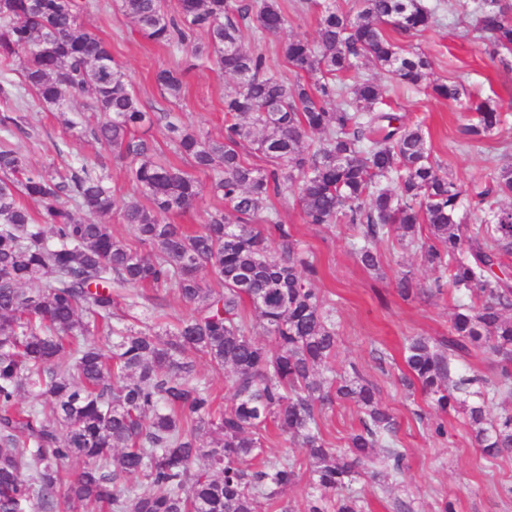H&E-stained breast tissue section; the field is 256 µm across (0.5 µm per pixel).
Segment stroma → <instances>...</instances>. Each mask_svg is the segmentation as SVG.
Wrapping results in <instances>:
<instances>
[{"instance_id": "35a3bbf8", "label": "stroma", "mask_w": 512, "mask_h": 512, "mask_svg": "<svg viewBox=\"0 0 512 512\" xmlns=\"http://www.w3.org/2000/svg\"><path fill=\"white\" fill-rule=\"evenodd\" d=\"M280 2L288 16L287 28L260 42L245 35L244 45L262 51L273 69L297 81L304 74L285 62L282 46L293 37L316 40L317 15L313 9L300 8L299 0ZM89 3L84 22L110 42L114 58L131 74L144 108L170 113L187 127L222 137L224 94L232 89L233 80L222 76L207 58H186L137 34L118 0ZM471 6L472 0H445L435 24L405 44L407 50L429 57L430 81L458 86V100L407 91L389 77L381 79L393 112L408 125L421 126L432 158L466 187L489 180L497 166L512 162V65H503L499 55L490 53L486 40L467 32L465 13ZM159 68L182 70L183 99H166L152 81L153 71ZM487 96L498 103L503 123L481 148L468 147L459 132L472 118L467 106ZM22 106L29 123L40 130L41 140L35 144L18 136L11 143L31 164L77 167L87 161L102 167L119 192L132 193L124 167L90 135L65 133L60 115L48 111L31 93H24ZM279 216L293 226L301 249L318 268L316 287L335 308L339 343L331 369L343 375L358 368L378 386L383 404L399 424L397 436L405 470L397 485L387 491L379 489L369 475L359 478L356 487L365 495L366 512H396L394 503L399 499L412 500L415 512H438L446 498L454 501L456 512H512V495L504 493L505 487L512 486V457H484L472 441L467 416L460 411H449L446 416L448 438L433 436L415 417L419 410L431 412L428 398L420 388L409 389L400 382L408 372L402 353L406 339L447 336L456 293L448 289L434 293L437 271L423 265L418 254L402 250L397 241L383 244L382 267L373 272L355 259L348 227L306 223L294 200L280 207ZM403 270L411 271L422 287L428 288V295L400 297L394 281ZM159 296L160 312H153L148 301H140L137 307L124 310L123 325L152 324L162 333L189 314L190 307L177 288H165Z\"/></svg>"}]
</instances>
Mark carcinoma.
<instances>
[{"label": "carcinoma", "mask_w": 512, "mask_h": 512, "mask_svg": "<svg viewBox=\"0 0 512 512\" xmlns=\"http://www.w3.org/2000/svg\"><path fill=\"white\" fill-rule=\"evenodd\" d=\"M119 2L145 38L205 55L233 77L224 137L167 123L192 171L172 164L147 137L161 117L143 108L110 45L85 24L87 3L0 0V98L15 104L0 126L38 142L11 78L17 61L24 88L49 111L64 115L71 99H90L98 118L85 131L125 166L136 194L112 189L93 165L34 167L0 140V512H54L61 503L67 512H293L282 495L305 476V512H364L357 477L402 474L397 422L375 385L355 368L348 379L324 373L338 341L333 307L313 288L317 267L291 225L278 220L277 205L291 198L308 224L349 225L367 269L398 236L446 275L459 294L450 336L406 340L403 385L420 384L445 412L468 406L481 452L512 456V412H487L512 395V280L495 273L512 255V205L489 207L512 198V165L465 189L430 158L420 126L396 125L381 108L380 84L344 82L370 62L419 87L430 60L404 53L384 26L411 37L431 26L436 8L359 0L352 13L336 0H304L319 10L318 37L284 45L288 64L307 75L290 82L263 52L242 46L245 30H284L278 0H177L171 11L164 0ZM472 15L493 52L512 55V0H474ZM197 29L207 46L191 41ZM153 80L181 98L180 70L160 68ZM468 109L476 118L461 134L478 148L501 112L490 98ZM252 153L267 166L250 164ZM196 171L209 175L224 208L189 233L162 217L201 198ZM465 198L488 212L486 223L464 224ZM114 214L130 226L131 243L113 235ZM204 270L216 285L203 283ZM170 285L192 309L166 338L112 326L120 304H138L134 289ZM396 290L407 298L421 288L402 271ZM258 328L269 343L255 337ZM101 331L112 348L89 341ZM473 349L501 358L495 379L459 367ZM195 356L227 372L224 408L198 380ZM26 392L34 402L21 410ZM338 401L353 402L359 421L342 449L321 432L323 412ZM271 424L302 458L266 455ZM73 461L83 467L66 481L62 467Z\"/></svg>", "instance_id": "1"}]
</instances>
